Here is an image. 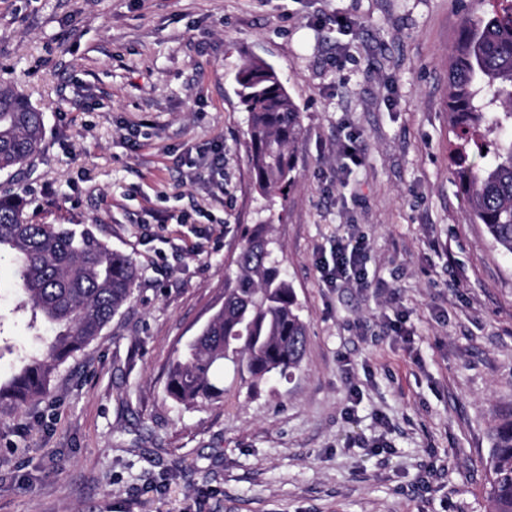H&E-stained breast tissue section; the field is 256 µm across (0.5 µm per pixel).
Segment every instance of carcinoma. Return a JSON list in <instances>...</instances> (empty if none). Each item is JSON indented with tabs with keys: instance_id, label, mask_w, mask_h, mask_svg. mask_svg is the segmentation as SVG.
<instances>
[{
	"instance_id": "cac0c4a2",
	"label": "carcinoma",
	"mask_w": 512,
	"mask_h": 512,
	"mask_svg": "<svg viewBox=\"0 0 512 512\" xmlns=\"http://www.w3.org/2000/svg\"><path fill=\"white\" fill-rule=\"evenodd\" d=\"M237 83L248 113L255 187L284 199L302 130L300 112L261 60L240 69ZM448 111L462 141L454 164L470 219L484 225L493 247L512 255V138L489 139L512 128V0L464 21L449 64ZM44 138V112L23 92L0 83V173L29 165ZM25 208L19 193L0 192V259L14 265L29 327L38 336L44 324L52 335L0 379V412L23 411L46 396L54 372L101 336L130 302L140 277L137 262L92 228L34 224ZM279 250L270 225L244 229L237 272L224 281V305L169 367L165 392L173 402L190 406L224 396L222 369L258 386L300 367L308 334ZM490 439V512H512V407L499 414Z\"/></svg>"
}]
</instances>
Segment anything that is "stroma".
Returning a JSON list of instances; mask_svg holds the SVG:
<instances>
[{"label":"stroma","instance_id":"1","mask_svg":"<svg viewBox=\"0 0 512 512\" xmlns=\"http://www.w3.org/2000/svg\"><path fill=\"white\" fill-rule=\"evenodd\" d=\"M489 0H0V81L45 113L0 190L84 224L142 278L50 393L0 415V512H488L512 407V257L458 193L448 56ZM344 27H337V19ZM302 116L287 198L256 190L237 74ZM357 139L362 165L345 170ZM224 147L221 170L201 150ZM160 214L171 215L166 224ZM188 223H179V216ZM269 224L308 329L290 380L185 407L169 365ZM362 279L324 278L337 247ZM0 261V373L35 346Z\"/></svg>","mask_w":512,"mask_h":512}]
</instances>
